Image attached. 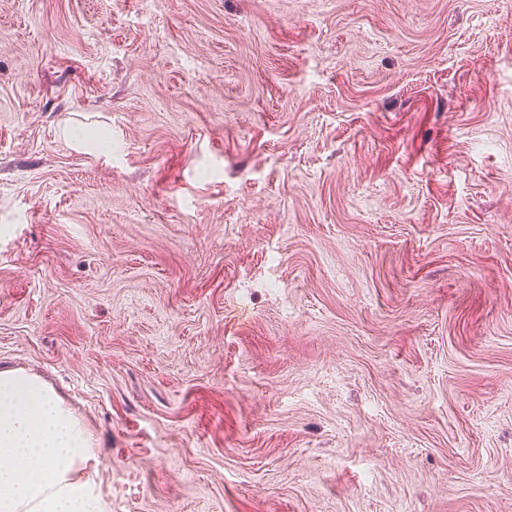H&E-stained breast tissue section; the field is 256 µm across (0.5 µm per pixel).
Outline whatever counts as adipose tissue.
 <instances>
[{
    "label": "adipose tissue",
    "mask_w": 512,
    "mask_h": 512,
    "mask_svg": "<svg viewBox=\"0 0 512 512\" xmlns=\"http://www.w3.org/2000/svg\"><path fill=\"white\" fill-rule=\"evenodd\" d=\"M84 427L48 385L0 370V512H103Z\"/></svg>",
    "instance_id": "ef3b65f1"
}]
</instances>
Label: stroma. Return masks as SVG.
<instances>
[{
	"label": "stroma",
	"mask_w": 512,
	"mask_h": 512,
	"mask_svg": "<svg viewBox=\"0 0 512 512\" xmlns=\"http://www.w3.org/2000/svg\"><path fill=\"white\" fill-rule=\"evenodd\" d=\"M104 512H512V0H0V369Z\"/></svg>",
	"instance_id": "35a3bbf8"
}]
</instances>
